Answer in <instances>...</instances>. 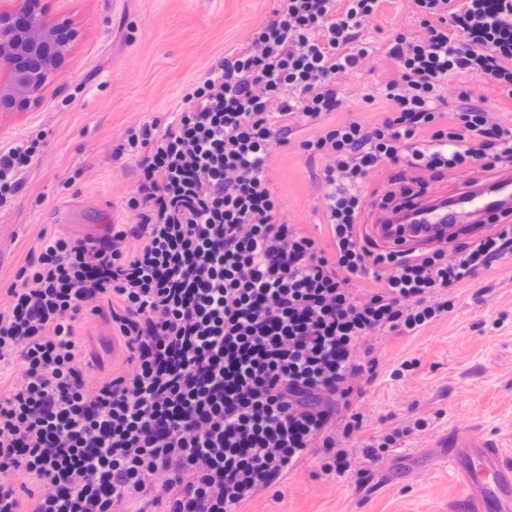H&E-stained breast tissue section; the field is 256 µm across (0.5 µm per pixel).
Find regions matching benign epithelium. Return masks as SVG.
<instances>
[{"mask_svg": "<svg viewBox=\"0 0 512 512\" xmlns=\"http://www.w3.org/2000/svg\"><path fill=\"white\" fill-rule=\"evenodd\" d=\"M75 32L45 18L43 0H0V112L30 107L70 52Z\"/></svg>", "mask_w": 512, "mask_h": 512, "instance_id": "benign-epithelium-1", "label": "benign epithelium"}]
</instances>
